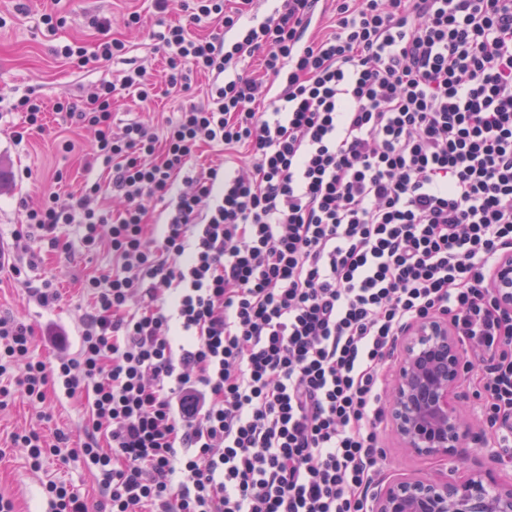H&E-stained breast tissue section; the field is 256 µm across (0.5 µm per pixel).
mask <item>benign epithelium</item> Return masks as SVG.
Returning a JSON list of instances; mask_svg holds the SVG:
<instances>
[{
	"label": "benign epithelium",
	"instance_id": "obj_1",
	"mask_svg": "<svg viewBox=\"0 0 512 512\" xmlns=\"http://www.w3.org/2000/svg\"><path fill=\"white\" fill-rule=\"evenodd\" d=\"M488 288L512 308V255L493 267ZM470 366L463 343L448 320L427 317L412 323L400 339V360L387 402L395 435L404 448L439 461L469 453L477 438L459 402ZM371 512H512V483L493 468L477 466L452 479L399 478L379 484Z\"/></svg>",
	"mask_w": 512,
	"mask_h": 512
}]
</instances>
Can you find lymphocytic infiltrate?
Returning a JSON list of instances; mask_svg holds the SVG:
<instances>
[{
	"label": "lymphocytic infiltrate",
	"instance_id": "1",
	"mask_svg": "<svg viewBox=\"0 0 512 512\" xmlns=\"http://www.w3.org/2000/svg\"><path fill=\"white\" fill-rule=\"evenodd\" d=\"M182 0L191 23L156 34L167 84L213 77L203 104L163 130L113 131L124 95L149 102L139 67L56 112L93 130L123 206L43 195L25 221L60 246L79 224L112 271L84 280L96 312L77 357L49 365L32 331L0 316V399L51 385L86 396V440L11 433L30 466L68 454L95 474L101 512H371L388 399L382 370L415 321L448 318L468 343L489 416L512 408V311L488 288L512 253V0ZM57 48L75 68L123 59ZM261 58V76L241 63ZM240 159L191 190L174 179L200 144ZM175 196L161 238L143 197Z\"/></svg>",
	"mask_w": 512,
	"mask_h": 512
}]
</instances>
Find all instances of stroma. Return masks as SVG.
<instances>
[{"instance_id": "obj_1", "label": "stroma", "mask_w": 512, "mask_h": 512, "mask_svg": "<svg viewBox=\"0 0 512 512\" xmlns=\"http://www.w3.org/2000/svg\"><path fill=\"white\" fill-rule=\"evenodd\" d=\"M51 6V0H27L26 10L21 13L15 0H0V242L7 246L23 230V203L36 202L47 191L59 193L64 199L76 196L85 184L108 177L102 162L92 158L93 132L66 126L61 116L53 112L58 97L81 100L99 80H116L130 63L145 67L157 83H164L165 60L156 51L153 37L157 22L162 19L175 24L186 19L179 0H171L162 16L152 0H61L59 7L65 23L51 36L40 22L41 14ZM135 10L143 17L142 25L125 27L123 14ZM95 18L110 21L112 36L127 45V59L109 64L93 62L84 69H73L53 49L75 40L93 41L98 35L91 24ZM207 87V78L200 75L183 96L161 93L149 104L123 98L114 107V124L119 127L132 120L163 124L174 117L180 105L204 103ZM31 91L41 95L51 110L43 131L18 142L11 134L19 121L13 105ZM67 141L72 143V150H64ZM81 236V225H66L62 239L68 242V249L53 250L41 234H33L26 240L20 274L0 272V314H12L31 327L35 354L49 364L55 363L58 354L51 342L52 334L67 336L68 354H75L79 347L81 320L93 310L92 300L82 290V278L107 273L112 267L111 254L104 249L87 250ZM47 280L58 288L60 297L54 304L43 306L32 291ZM47 411L48 420H40L37 409L17 391L7 407L0 408V492L14 498L18 512H45L42 483L49 475L71 483L90 500L101 497L94 476L82 462L53 457L42 471L34 472L25 461L23 449L9 447L10 433L22 427L35 428L49 437L64 432L72 448L83 440L85 410L80 403L60 392ZM379 431L386 453L380 463L381 478L438 475L436 462L401 447L389 420H382Z\"/></svg>"}]
</instances>
